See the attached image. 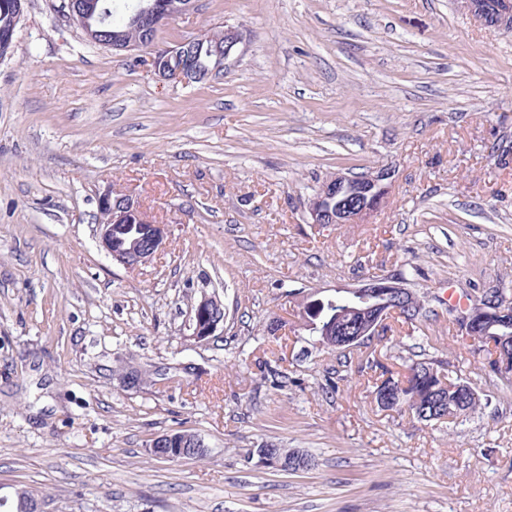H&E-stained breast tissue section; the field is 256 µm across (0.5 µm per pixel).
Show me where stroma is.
<instances>
[{"mask_svg":"<svg viewBox=\"0 0 512 512\" xmlns=\"http://www.w3.org/2000/svg\"><path fill=\"white\" fill-rule=\"evenodd\" d=\"M61 6L27 0L0 60V494L26 485L48 512H512V390L442 301L512 289V33L456 0H198L157 46L220 26L242 41L185 87L88 43ZM382 168L366 223H311L327 176ZM109 190L164 224L152 263L100 248ZM377 272L404 275L428 320L344 365L312 348L303 296ZM205 297L224 321L200 342ZM415 343L475 388L467 419L378 407L360 364L401 371ZM128 362L167 375L128 390ZM183 430L204 459L151 455ZM268 442L317 465L261 468Z\"/></svg>","mask_w":512,"mask_h":512,"instance_id":"1","label":"stroma"}]
</instances>
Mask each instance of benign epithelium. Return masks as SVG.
I'll return each instance as SVG.
<instances>
[{"instance_id": "1", "label": "benign epithelium", "mask_w": 512, "mask_h": 512, "mask_svg": "<svg viewBox=\"0 0 512 512\" xmlns=\"http://www.w3.org/2000/svg\"><path fill=\"white\" fill-rule=\"evenodd\" d=\"M459 7L486 27H493L505 32L512 30V0H456ZM197 0H163L161 3H138L129 15L130 21L137 22L156 32L170 20L195 9ZM70 20L80 29L88 30L92 10L74 9L73 2L65 5ZM214 40L211 31L205 30L199 34L163 49L155 48L154 44L142 42L117 41L112 44L115 51H142L151 55V65L156 75L164 79H175L186 84L196 83L202 78V72L197 68L185 65H174L173 61L185 56L189 45L193 44L203 50ZM241 42L240 32L233 27L224 28V54L218 56V64L207 72L211 77L222 68V63L232 56ZM390 172L380 169L376 173L363 176L348 177L341 173L330 176L324 185L322 196L314 198L309 204V213L314 224H361L372 213L377 211L388 194L389 186L386 180ZM355 187L359 201L354 204L336 203V211L325 210L322 201L326 197L341 198L347 189ZM100 221L97 224V237L100 246L119 264L135 269L156 258L164 249L165 228L157 223L145 211L139 202L128 195H112L108 191L98 199ZM146 226L148 230L141 236L126 242L122 235L129 230ZM412 298V293L404 285L393 278L369 277L368 280L355 288H349L346 296L340 301V310L336 317L330 319L328 328L330 335L326 343L336 346V321H349L355 326L353 337L347 343L354 344L369 336L378 335L386 323L385 307L389 306L395 297ZM224 321V308L217 299L202 298L194 309L193 336L204 340L217 330ZM145 381L143 369L128 366L119 374L121 386L129 389L138 388ZM467 393L472 399H478L477 392L466 382H444L438 388V398L443 403H454ZM152 451L158 452L169 449L180 457L189 458L205 448L202 439L189 438L180 433H170L152 439Z\"/></svg>"}]
</instances>
